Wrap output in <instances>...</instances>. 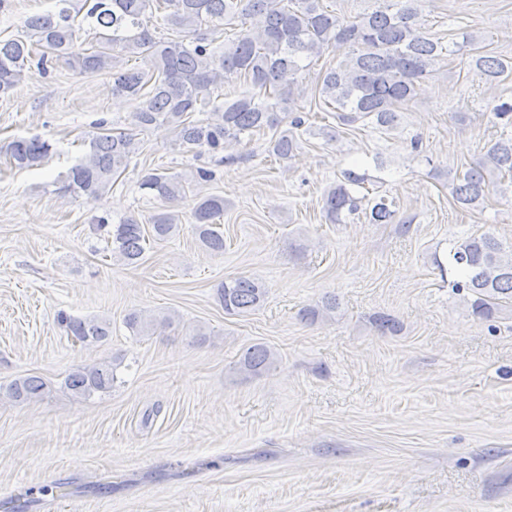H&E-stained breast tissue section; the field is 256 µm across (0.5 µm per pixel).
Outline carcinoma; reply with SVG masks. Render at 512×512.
<instances>
[{
    "label": "carcinoma",
    "instance_id": "obj_1",
    "mask_svg": "<svg viewBox=\"0 0 512 512\" xmlns=\"http://www.w3.org/2000/svg\"><path fill=\"white\" fill-rule=\"evenodd\" d=\"M420 0H374V8L356 16L328 9L323 0H55L58 8L26 18L22 35L0 40V95L13 90L32 68L45 73L54 62H64L84 74H110L112 97L141 100L133 113V126L141 131L166 126L182 147H205L213 153L226 151L265 128L277 130L271 150L279 158H291L301 145V134L336 139L325 125L313 130L309 114L296 111L304 97V83L313 61L323 50L341 45L346 49L336 66L319 75L318 93L333 107L339 124L350 126L368 121L383 133L398 128L401 105L416 97L422 81L435 71L445 55L468 49L470 66L488 84L509 69L503 59L477 51L480 37L462 34L453 47L443 45L426 30ZM94 33L88 48L78 45L83 24ZM238 24L240 31L224 41V53L213 43L225 26ZM206 30H201L202 26ZM136 57L141 67H126L122 56ZM271 89L274 96L261 99L236 92V82ZM218 118L203 123L191 119L207 107ZM503 128H512V102L492 107ZM50 144L39 137L17 138L5 147L9 163L30 168L49 155ZM136 134L107 129L91 138L89 152L63 180V189L88 201L99 200L121 175L136 153ZM367 177L353 170L327 188L322 196V214L331 224H345L363 214L373 224H389L395 216L394 202L385 196L368 197L361 192ZM512 184V133H503L487 148L483 159L452 178L453 199L468 208L485 203L495 189L505 192ZM140 188L167 203L185 196L177 175L149 173ZM201 241L210 250L224 251V233L216 219L224 215V198L200 199L191 212ZM112 252L130 264L145 252L143 225L130 217L108 225L97 219ZM175 216L152 217V240L164 241L173 233ZM448 270L455 294L470 299L474 316L491 319L501 303L512 302V244L504 246L492 233L451 240ZM267 290L254 279L239 276L217 289L224 312L243 315L259 308ZM336 311V297L303 309L302 318L317 322ZM67 335L74 342H100L110 335V323L97 319L62 316ZM125 324L136 334L151 330L153 321L133 311ZM276 354L262 344L247 348L239 368L257 374L274 367ZM116 380V367L101 362L74 369L65 387L76 395L104 392ZM46 383L37 376L15 380L9 396L15 400L41 397Z\"/></svg>",
    "mask_w": 512,
    "mask_h": 512
}]
</instances>
